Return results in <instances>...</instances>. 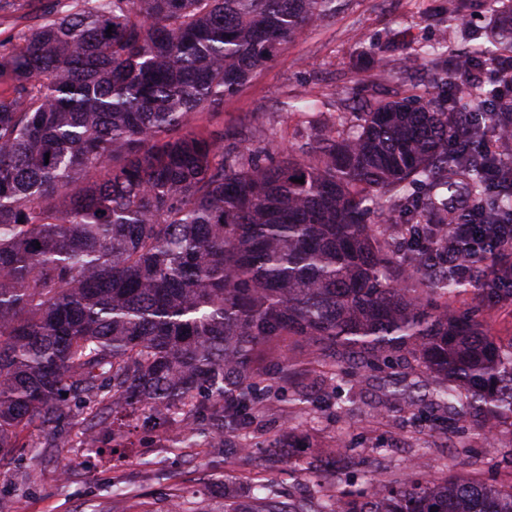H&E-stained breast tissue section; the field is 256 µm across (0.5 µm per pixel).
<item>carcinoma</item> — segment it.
Listing matches in <instances>:
<instances>
[{
  "mask_svg": "<svg viewBox=\"0 0 512 512\" xmlns=\"http://www.w3.org/2000/svg\"><path fill=\"white\" fill-rule=\"evenodd\" d=\"M498 2L489 45L424 50L437 84L512 63V0ZM31 3L0 0L1 14L35 20L0 32V455L78 403L154 425L191 406L220 448L250 423L253 352L291 336L337 366L405 355L446 380L436 401L512 416V345L448 307L463 293L512 300V264L497 283L411 270L435 263L423 242L458 221V189L471 221L512 228V167L488 179L512 143L468 147L512 130V91L475 84L468 112L444 92L359 112L297 96L288 110L319 134L265 164L194 120L338 0H47L33 17ZM465 8H448L452 38ZM419 186L426 208L401 225V254L373 223ZM201 394L211 406L193 404ZM262 490L248 512H512V483L421 469L346 506Z\"/></svg>",
  "mask_w": 512,
  "mask_h": 512,
  "instance_id": "carcinoma-1",
  "label": "carcinoma"
}]
</instances>
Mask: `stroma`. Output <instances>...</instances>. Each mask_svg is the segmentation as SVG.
Here are the masks:
<instances>
[{
  "instance_id": "obj_1",
  "label": "stroma",
  "mask_w": 512,
  "mask_h": 512,
  "mask_svg": "<svg viewBox=\"0 0 512 512\" xmlns=\"http://www.w3.org/2000/svg\"><path fill=\"white\" fill-rule=\"evenodd\" d=\"M449 0H341L329 21L285 46L211 117L225 131L249 124V146L274 163L308 134L282 107L300 94L332 104L359 96L397 100L422 93L428 63L419 47L442 39ZM451 308L476 311L495 339H512V303L462 294ZM292 367L282 374L283 364ZM254 367L260 392L250 426L217 448L208 418L186 425L173 416L159 428L127 419L124 448L107 433L88 445L85 412L56 434L33 432L29 445L0 458V502L13 512H224L248 506L259 483L282 498L312 499L403 480L416 458L431 478L512 482V419L487 433V418L431 404L440 379L422 367L393 364L329 373L308 340L267 344ZM281 450L272 457L269 446ZM125 490L112 494L114 486Z\"/></svg>"
}]
</instances>
